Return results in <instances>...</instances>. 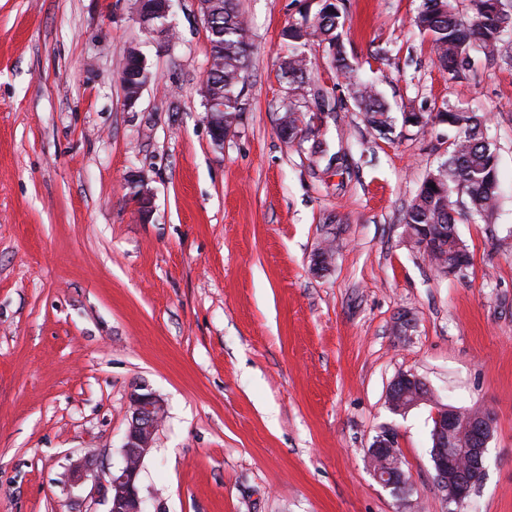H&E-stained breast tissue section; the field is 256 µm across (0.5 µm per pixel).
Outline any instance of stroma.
Listing matches in <instances>:
<instances>
[{"label":"stroma","instance_id":"obj_1","mask_svg":"<svg viewBox=\"0 0 512 512\" xmlns=\"http://www.w3.org/2000/svg\"><path fill=\"white\" fill-rule=\"evenodd\" d=\"M419 3L341 0L343 39L394 117L490 115L499 216L458 224L461 276L437 272L402 222L448 156L447 127L376 136L312 45L336 110L310 100L302 129L324 150L280 137L281 32L318 0H238L252 54L220 147L197 0H173L169 45L136 0H0V512H107L95 477L63 475L87 454L121 465L139 384L166 408L141 474L149 512H512V70L478 53L466 77L443 74L410 24ZM130 47L153 73L131 106ZM404 372L438 403L494 415L484 479L458 507L436 485L435 405L386 403ZM388 430L403 494L365 462Z\"/></svg>","mask_w":512,"mask_h":512}]
</instances>
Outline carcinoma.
<instances>
[{"instance_id": "cac0c4a2", "label": "carcinoma", "mask_w": 512, "mask_h": 512, "mask_svg": "<svg viewBox=\"0 0 512 512\" xmlns=\"http://www.w3.org/2000/svg\"><path fill=\"white\" fill-rule=\"evenodd\" d=\"M206 10L211 59L206 93L221 100L224 129H234L242 110L238 87L244 83L250 55L246 23L237 0H210ZM341 17L339 0H319L313 18L306 17L282 31L292 52L281 65V76L288 81L289 101L280 135L290 143L295 141L300 146L304 142L299 137L300 107L311 96L320 98V92L312 89L309 82L307 57L299 51L314 44L325 47L336 71L347 79L348 97L363 113L367 126L383 137L392 130L394 118L386 102L373 87L354 77L340 31ZM412 25L429 37L439 68L453 77L469 69L476 52L497 65L512 67L511 55H497L504 37L512 34V9L504 0H421ZM139 55L136 47L125 52L120 81L126 98L153 77ZM403 125L420 131L435 125L455 130L448 159L422 182L406 210L404 223L415 235L425 227L445 235L439 251L429 254L436 265H441L444 256L455 253L467 268L471 257L456 224H491L499 208V159L489 141L488 113L445 106L434 113L405 118Z\"/></svg>"}]
</instances>
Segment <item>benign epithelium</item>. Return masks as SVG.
I'll use <instances>...</instances> for the list:
<instances>
[{"label":"benign epithelium","mask_w":512,"mask_h":512,"mask_svg":"<svg viewBox=\"0 0 512 512\" xmlns=\"http://www.w3.org/2000/svg\"><path fill=\"white\" fill-rule=\"evenodd\" d=\"M208 122L213 143L224 145V114L211 111ZM425 383L417 376L401 373L393 379L386 394L389 409L404 414L431 400L423 394ZM131 415L122 445L123 464L101 471L98 484L105 493L107 512H146L140 492V474L151 453L154 437L165 411L162 398L146 385L135 387L129 395ZM435 450L431 456L439 491L445 499L463 502L483 481L485 452L493 434L494 419L482 411L469 419H460L446 407H435L433 414ZM374 479L383 487L402 493L405 472L397 448L396 434H379L366 451ZM93 459L87 455L73 462L67 473L72 487L80 486L92 471Z\"/></svg>","instance_id":"benign-epithelium-1"}]
</instances>
